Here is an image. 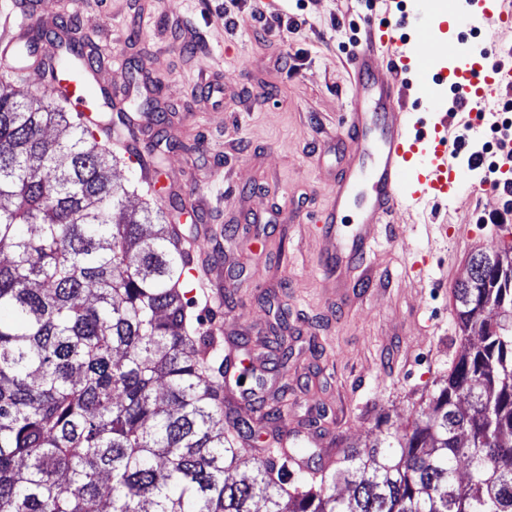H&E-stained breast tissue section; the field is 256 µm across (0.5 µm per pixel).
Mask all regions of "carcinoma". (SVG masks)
Instances as JSON below:
<instances>
[{
  "label": "carcinoma",
  "instance_id": "cac0c4a2",
  "mask_svg": "<svg viewBox=\"0 0 512 512\" xmlns=\"http://www.w3.org/2000/svg\"><path fill=\"white\" fill-rule=\"evenodd\" d=\"M110 123L0 81V512H512V249L475 254L457 283L479 340L426 419L333 471L294 468L293 448L231 480L253 427L224 411L192 257L162 208L128 209L112 179L118 158L92 136Z\"/></svg>",
  "mask_w": 512,
  "mask_h": 512
}]
</instances>
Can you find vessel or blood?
I'll list each match as a JSON object with an SVG mask.
<instances>
[{
  "label": "vessel or blood",
  "instance_id": "1",
  "mask_svg": "<svg viewBox=\"0 0 512 512\" xmlns=\"http://www.w3.org/2000/svg\"><path fill=\"white\" fill-rule=\"evenodd\" d=\"M474 3L478 18L495 20L502 30H512V0ZM406 22L419 45L414 57H407L393 33L375 27L369 18L365 38L349 62L353 104L337 138L340 162L331 201L322 214L326 236L336 243L335 251L325 258L340 282L370 279L367 255L372 231L392 212L439 202L454 191L459 179V146L447 112L439 109L441 85L452 91L445 104L455 111L476 110L500 91L512 89V47L465 55L459 42L435 39L429 10L410 11ZM27 26L22 13L0 23V71L17 77L51 71L54 92H68L75 101L84 86L92 84L100 89L103 100H111L112 83L104 65L81 67L75 75L58 73L59 35H48L30 46ZM441 56L453 58V66L442 70L434 81L413 80V73H427ZM409 88L439 110L430 128H419L411 114L403 111V94Z\"/></svg>",
  "mask_w": 512,
  "mask_h": 512
}]
</instances>
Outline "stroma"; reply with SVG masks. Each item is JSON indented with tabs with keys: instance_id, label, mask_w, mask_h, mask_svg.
<instances>
[{
	"instance_id": "1",
	"label": "stroma",
	"mask_w": 512,
	"mask_h": 512,
	"mask_svg": "<svg viewBox=\"0 0 512 512\" xmlns=\"http://www.w3.org/2000/svg\"><path fill=\"white\" fill-rule=\"evenodd\" d=\"M367 2L239 0L228 12L225 0H86L74 22L121 96L152 101L134 125L127 109L112 111L121 137L112 173L135 187L129 205L149 192L140 167L123 158L128 145L163 150L158 193L173 199L169 220L215 259L229 294L218 305L192 293L194 312L236 366L224 381L225 409L246 419L257 402L282 411L255 422L241 447L244 469L282 431L315 457L411 428L463 350L453 291L471 255L512 244V231L479 221L501 209L500 191H468L489 175L469 158L491 138L494 101L460 154L458 193L377 225L373 283L337 290L320 219L353 97V37L369 16L410 36L398 7ZM296 15L305 20L296 32L276 22ZM205 77L222 86L221 103L203 93ZM198 198L209 205L195 218L185 204ZM276 336L288 343L284 368L265 345Z\"/></svg>"
}]
</instances>
